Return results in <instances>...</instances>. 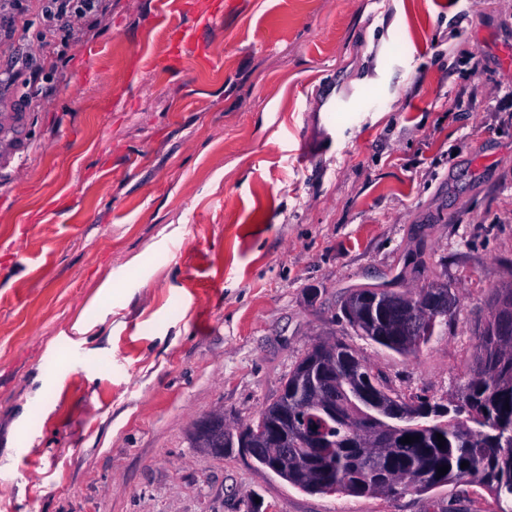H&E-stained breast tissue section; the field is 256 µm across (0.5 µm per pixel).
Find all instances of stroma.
Wrapping results in <instances>:
<instances>
[{"instance_id":"35a3bbf8","label":"stroma","mask_w":512,"mask_h":512,"mask_svg":"<svg viewBox=\"0 0 512 512\" xmlns=\"http://www.w3.org/2000/svg\"><path fill=\"white\" fill-rule=\"evenodd\" d=\"M105 0L76 47L0 53L30 116L0 170V512H498L467 480L310 493L238 449L313 343L393 395L456 400L512 282V0ZM423 252L425 265L410 258ZM458 296L413 355L357 335L356 288ZM171 45L172 50L176 56H180L187 50H197L201 58H207L209 56V49L201 47V45L195 41V31L187 27H174L171 32Z\"/></svg>"}]
</instances>
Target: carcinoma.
I'll use <instances>...</instances> for the list:
<instances>
[{
    "label": "carcinoma",
    "mask_w": 512,
    "mask_h": 512,
    "mask_svg": "<svg viewBox=\"0 0 512 512\" xmlns=\"http://www.w3.org/2000/svg\"><path fill=\"white\" fill-rule=\"evenodd\" d=\"M353 313L347 322L359 335L399 354L416 353L419 346L405 343L403 333L413 324L428 343L448 317L428 312L412 321L405 294L377 288H357L344 304ZM479 351L467 386L454 404L420 399L413 408L420 429L385 430L381 424L401 422L402 400L392 395L374 376L370 364L342 341L320 342L288 373V397L303 399L305 388L297 375L310 369L333 382L336 418L323 414L318 402L301 407L288 425V447L299 444L304 421L318 418L330 448H315L304 469H288V483L321 493L336 479V492L353 496L392 495L411 490L429 492L443 482L466 479L483 488L500 512H512V333L503 335L494 316L479 333ZM444 437L438 447L436 434ZM416 437L403 444L405 436ZM468 467L461 468V463ZM447 465L448 472L438 475Z\"/></svg>",
    "instance_id": "1"
}]
</instances>
